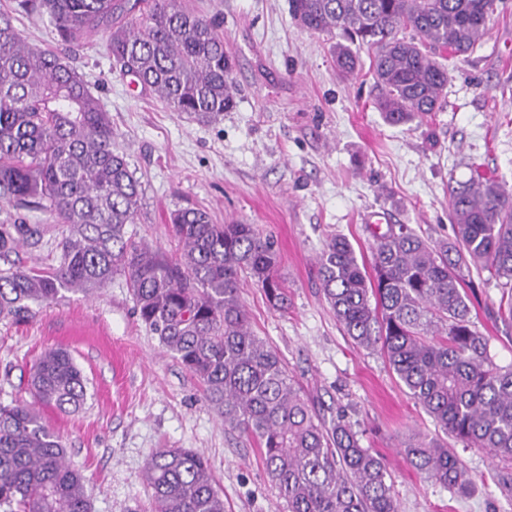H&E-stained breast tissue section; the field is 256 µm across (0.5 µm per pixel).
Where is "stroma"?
I'll return each mask as SVG.
<instances>
[{
  "instance_id": "stroma-1",
  "label": "stroma",
  "mask_w": 512,
  "mask_h": 512,
  "mask_svg": "<svg viewBox=\"0 0 512 512\" xmlns=\"http://www.w3.org/2000/svg\"><path fill=\"white\" fill-rule=\"evenodd\" d=\"M223 18L236 106L200 123L171 111L112 70L105 31L64 49L47 18L19 15L29 45L66 51L112 121L114 148L142 186L137 235L174 255L170 212L194 207L216 223L252 224L273 236L288 290L287 312L243 282L255 333L281 355L316 408L343 413L362 447L391 475L398 512H512L497 482L499 463L479 448H454L473 480L459 497L406 461L404 444L435 435L384 356L357 347L326 304L316 257L328 236L345 235L371 261L370 223L406 224L429 239H453L450 187L473 178L512 189V0H500L487 33L465 59L450 58L441 111L387 124L373 106L369 71L341 78L330 35L295 22L288 0H191ZM465 289L476 329L497 366H512V320L502 317L495 281L474 271ZM68 349L88 379L75 413L46 410L88 480L91 512H154L144 480L158 448H190L208 463L225 512H288L254 442L225 427L203 388L163 352L138 320L123 278L101 295L69 293L31 318L0 320V402L30 400V373L47 349Z\"/></svg>"
}]
</instances>
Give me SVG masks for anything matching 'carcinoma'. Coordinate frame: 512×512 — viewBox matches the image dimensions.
Returning <instances> with one entry per match:
<instances>
[{"mask_svg": "<svg viewBox=\"0 0 512 512\" xmlns=\"http://www.w3.org/2000/svg\"><path fill=\"white\" fill-rule=\"evenodd\" d=\"M305 28L342 40L336 67L353 75L372 52L376 109L398 125L440 107L448 86L444 52L473 51L497 0H288ZM47 16L60 41L79 46L108 31L119 74L171 110L199 122L234 105L232 61L219 22L181 0H16L0 10V319L66 293L101 291L124 278L139 320L203 386L224 425L253 440L288 512H398L382 459L360 444L344 415L316 410L280 354L253 331L242 279L269 306L288 311L274 240L252 224H216L200 209L170 213L179 253L169 257L135 238L142 190L112 148V121L91 88L58 53L18 36L13 12ZM454 239L432 242L406 224L372 231L374 275L345 237L317 255L321 288L344 332L379 351L437 430L505 464L497 482L512 491V368L494 364L471 322L463 270L500 281L512 313V191L495 180L449 190ZM48 215L28 224L27 214ZM59 231L58 265L10 260ZM31 389L38 405L0 404V509L91 512L86 477L67 462L63 439L41 408L80 410L87 381L70 352L44 351ZM425 477L463 496L471 482L454 449L422 437L402 450ZM156 512H224L205 460L189 448H157L145 465Z\"/></svg>", "mask_w": 512, "mask_h": 512, "instance_id": "carcinoma-1", "label": "carcinoma"}]
</instances>
